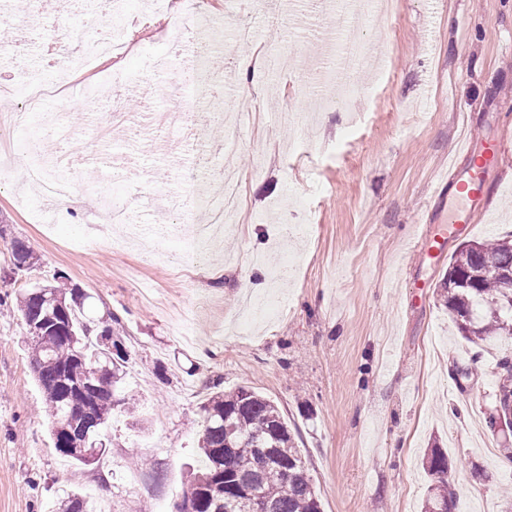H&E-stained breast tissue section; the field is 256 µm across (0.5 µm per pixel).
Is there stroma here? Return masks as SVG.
<instances>
[{
  "label": "stroma",
  "instance_id": "1",
  "mask_svg": "<svg viewBox=\"0 0 512 512\" xmlns=\"http://www.w3.org/2000/svg\"><path fill=\"white\" fill-rule=\"evenodd\" d=\"M128 18L125 56L82 66L92 88L155 76L156 109L193 62L180 34L211 33L209 64L223 94L209 117L169 129L139 105H126L140 134L93 140L108 98L48 101L79 156L80 189L68 207L28 190L29 147L42 115L9 130L16 154L0 164V512H52L65 490L99 495L112 512H174L187 464L201 465L200 406L213 385L248 387L272 400L295 436L322 512H423L431 479L422 463L432 446L448 455L449 479L465 512H512L503 490L512 464L502 451L512 433L490 431L497 363L512 341L492 342L470 377V352L439 297L448 255L469 240L512 235V0H396L392 14L356 12L351 0H121ZM11 23L0 44V84L54 72L38 16ZM349 18L375 49L373 62L345 83L365 93L336 100L333 80L305 88L303 76L244 71L245 55L298 46L315 51ZM254 39L232 53L233 23ZM250 113L234 153L221 151L222 115ZM502 140L496 187L471 230L449 237L447 255L413 247L420 222L442 216L436 178L469 169L468 141ZM243 175L239 228L212 247L205 266L184 273L195 254V223L180 203L203 196L200 166ZM153 190L135 216L168 259L117 250L126 227L111 222L103 198H123L137 181ZM27 242L40 261L11 273L8 243ZM88 296L89 315L113 317L127 354L119 396L141 403L145 432L130 429L116 404L102 436L108 452L82 465L57 452L44 397L30 366L20 289L59 278ZM426 281L418 290V281Z\"/></svg>",
  "mask_w": 512,
  "mask_h": 512
}]
</instances>
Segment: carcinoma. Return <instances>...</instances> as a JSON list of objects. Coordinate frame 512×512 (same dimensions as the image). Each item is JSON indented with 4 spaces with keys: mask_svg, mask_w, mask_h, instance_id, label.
<instances>
[{
    "mask_svg": "<svg viewBox=\"0 0 512 512\" xmlns=\"http://www.w3.org/2000/svg\"><path fill=\"white\" fill-rule=\"evenodd\" d=\"M13 270L30 271L36 253L20 239L10 241ZM512 239L464 243L450 258L441 284L445 306L459 335L482 356L494 338L512 340ZM35 285L17 296L23 319L43 318L48 329L30 338L35 380L43 392L54 448L76 462L104 455L102 429L112 415V397L123 365L112 352V321L90 319L87 296L66 283L39 294ZM496 405L487 417L496 428L499 412H512V359L498 362ZM198 448L205 465L190 472L176 512H321L306 462L296 448L279 408L247 387L214 392L201 406ZM448 456L435 448L425 468L432 485L425 512H451L459 497L448 481ZM54 512H95L76 490L65 494Z\"/></svg>",
    "mask_w": 512,
    "mask_h": 512,
    "instance_id": "1",
    "label": "carcinoma"
}]
</instances>
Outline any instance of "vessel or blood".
I'll use <instances>...</instances> for the list:
<instances>
[{"label":"vessel or blood","mask_w":512,"mask_h":512,"mask_svg":"<svg viewBox=\"0 0 512 512\" xmlns=\"http://www.w3.org/2000/svg\"><path fill=\"white\" fill-rule=\"evenodd\" d=\"M503 159L500 144L494 143L478 156L472 168L460 177L457 185L459 196L448 204V231L435 233L429 224H422L419 241L433 252H443L447 245L448 232L470 228L473 222L472 211L476 204L492 193L493 188L486 181L487 172L498 166Z\"/></svg>","instance_id":"1"}]
</instances>
